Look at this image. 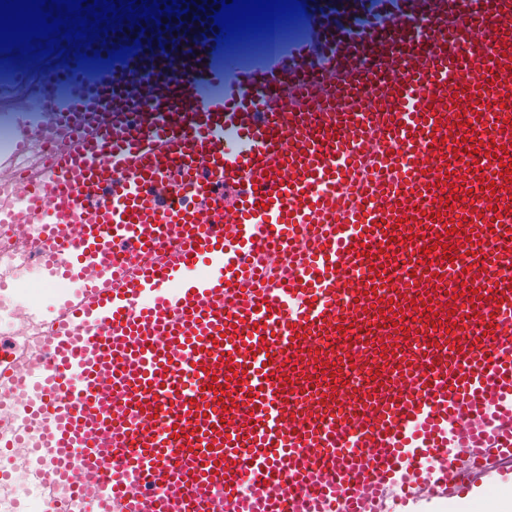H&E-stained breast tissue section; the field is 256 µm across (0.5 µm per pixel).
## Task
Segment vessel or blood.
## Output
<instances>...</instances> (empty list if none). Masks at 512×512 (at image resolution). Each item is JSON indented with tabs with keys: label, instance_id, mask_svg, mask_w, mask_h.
<instances>
[{
	"label": "vessel or blood",
	"instance_id": "obj_1",
	"mask_svg": "<svg viewBox=\"0 0 512 512\" xmlns=\"http://www.w3.org/2000/svg\"><path fill=\"white\" fill-rule=\"evenodd\" d=\"M307 2L308 43L222 97L199 92L227 76L214 0L34 87L58 131L27 183L36 252L87 274L25 372L0 358L40 396L44 512H384L512 477V225L483 218L512 209V153L489 175L448 153L512 130L452 107L475 60L512 71V0ZM488 14L497 48L463 51ZM465 186L478 204L449 207Z\"/></svg>",
	"mask_w": 512,
	"mask_h": 512
}]
</instances>
